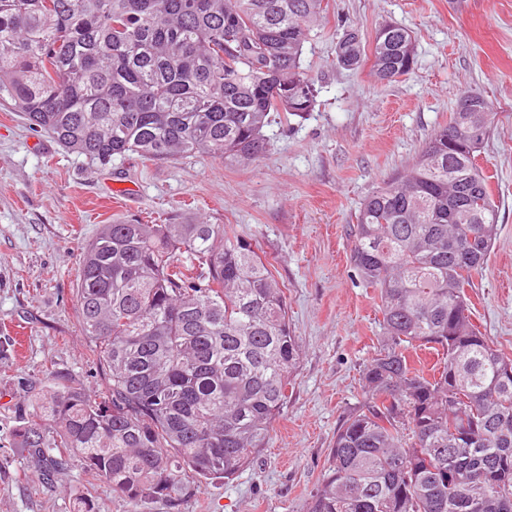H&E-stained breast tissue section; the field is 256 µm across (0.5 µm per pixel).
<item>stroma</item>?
Masks as SVG:
<instances>
[{
	"label": "stroma",
	"mask_w": 512,
	"mask_h": 512,
	"mask_svg": "<svg viewBox=\"0 0 512 512\" xmlns=\"http://www.w3.org/2000/svg\"><path fill=\"white\" fill-rule=\"evenodd\" d=\"M386 22L416 40L410 74L382 83L370 69L337 65L344 30L368 46ZM301 62L315 107L273 118L253 162L195 153L160 164L133 155L102 168L0 109V512H70L82 487L75 460L62 480L39 481L14 446V428L29 409V386L48 372L105 390L106 372L74 310L77 254L102 225L125 217L228 224L256 243L301 349L288 403L255 459L233 479L192 484L177 502L142 512H307L381 344L378 292L348 261V228L372 191L417 160L468 89L496 114L478 159L499 219L466 294L482 333L512 354V0H329Z\"/></svg>",
	"instance_id": "35a3bbf8"
}]
</instances>
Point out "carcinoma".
Instances as JSON below:
<instances>
[{"mask_svg":"<svg viewBox=\"0 0 512 512\" xmlns=\"http://www.w3.org/2000/svg\"><path fill=\"white\" fill-rule=\"evenodd\" d=\"M325 0H0V107L106 166L138 155L253 161L279 112L302 117L316 89L303 44ZM380 82L408 74L415 38L351 32L337 65ZM288 99L281 109L277 100ZM494 112L463 92L407 171L349 225L350 263L378 290L384 340L362 372L308 512H512V364L472 322L465 288L498 227L477 149ZM76 318L107 390L49 374L15 428L44 482L73 457L71 512H97L106 484L139 512L187 478L230 479L288 402L300 356L283 291L258 246L222 224L123 220L82 247ZM434 349L426 374L406 355Z\"/></svg>","mask_w":512,"mask_h":512,"instance_id":"1","label":"carcinoma"}]
</instances>
